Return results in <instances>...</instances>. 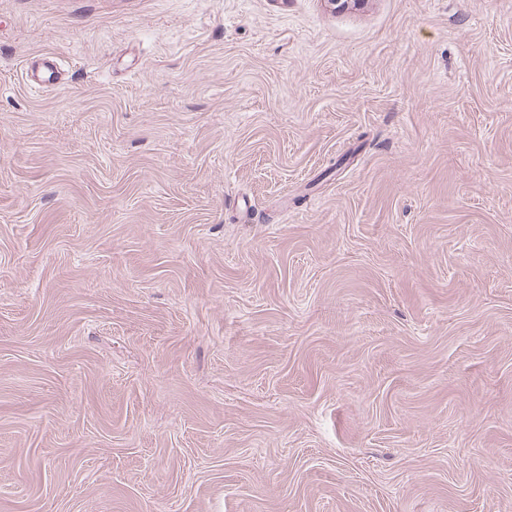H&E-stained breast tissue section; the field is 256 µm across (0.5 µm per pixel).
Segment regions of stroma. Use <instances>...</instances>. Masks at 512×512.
<instances>
[{
    "mask_svg": "<svg viewBox=\"0 0 512 512\" xmlns=\"http://www.w3.org/2000/svg\"><path fill=\"white\" fill-rule=\"evenodd\" d=\"M0 512H512V0H0ZM43 64V70L34 67L31 72H27L29 78L27 80L31 88L41 89L47 86H55L59 82V72L55 63L51 60Z\"/></svg>",
    "mask_w": 512,
    "mask_h": 512,
    "instance_id": "obj_1",
    "label": "stroma"
}]
</instances>
